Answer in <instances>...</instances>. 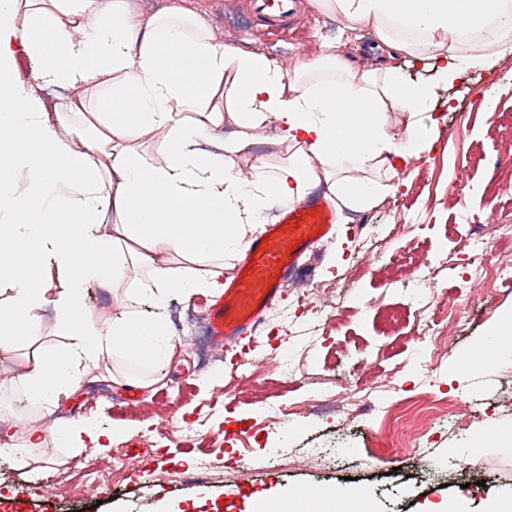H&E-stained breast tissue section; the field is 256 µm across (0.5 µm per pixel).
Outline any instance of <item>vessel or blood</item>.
<instances>
[{"instance_id":"obj_1","label":"vessel or blood","mask_w":512,"mask_h":512,"mask_svg":"<svg viewBox=\"0 0 512 512\" xmlns=\"http://www.w3.org/2000/svg\"><path fill=\"white\" fill-rule=\"evenodd\" d=\"M253 15L276 28L293 15L295 0H250ZM336 223L333 203L310 195L284 206L276 223L262 237L248 240L233 278L224 284L223 296L210 307V333L220 341L249 334L256 317L268 310L300 257L317 238L332 233Z\"/></svg>"}]
</instances>
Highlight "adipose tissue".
I'll use <instances>...</instances> for the list:
<instances>
[{
	"label": "adipose tissue",
	"mask_w": 512,
	"mask_h": 512,
	"mask_svg": "<svg viewBox=\"0 0 512 512\" xmlns=\"http://www.w3.org/2000/svg\"><path fill=\"white\" fill-rule=\"evenodd\" d=\"M317 4L349 24H376L388 49L447 83L499 53L497 41L474 44L467 33L512 16V0ZM19 49L29 67L23 82ZM304 73L311 81L303 85L266 56L215 43L203 20L178 8L144 16L127 0H0V126L24 136L0 163V250L30 249L22 264L0 269V325L13 329L0 337V355L15 337L36 334L49 308L69 339L18 375L31 404H56L117 357L146 366L149 376L130 383L151 387L173 355L162 319L101 325L87 316L92 285L109 287L133 264L143 278L125 294L132 304L146 297L162 307L218 291L217 277L189 275L186 265L239 252L268 198L298 199L324 183L345 206L367 210L382 187L335 178L338 164L383 169L390 157L430 150V84L405 81L384 62L364 69L334 55ZM387 100L402 116V135L390 131ZM228 116L238 128L229 141L218 134ZM272 117L283 125L278 142L289 162L272 184H243L235 158ZM159 129L167 132L161 161L123 149L127 138ZM33 212L39 221H30ZM111 213V230L97 233ZM161 253L180 256L182 266H155Z\"/></svg>",
	"instance_id": "obj_1"
}]
</instances>
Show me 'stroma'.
Listing matches in <instances>:
<instances>
[{
    "mask_svg": "<svg viewBox=\"0 0 512 512\" xmlns=\"http://www.w3.org/2000/svg\"><path fill=\"white\" fill-rule=\"evenodd\" d=\"M137 13L152 14L178 6L204 19L212 38L226 46L266 56L288 75L322 56L340 52L364 67L378 65L382 51L374 26L349 27L322 11L315 0H300L294 17L272 29L252 17L248 0H129ZM493 110H486V102ZM430 118L431 150L395 162V175L367 167L340 164L341 177L384 185L382 200L360 212L337 207L336 233L306 252L296 285L328 289L331 305L299 309L283 292L272 322L259 323L244 340L256 373L243 379L230 398L218 391L234 366L235 353L209 334L213 295L198 293L157 308L142 299L133 310L145 320L164 319L176 351L163 368L162 380L138 390L128 405V387L117 379L134 371L129 361L111 362L108 376L91 374L71 395L60 397L51 417L61 427L86 422L99 429L122 430L112 448H66L48 442L41 448H19L18 456L0 465V500L23 498L25 512H249L254 493L267 496L265 512H299L290 502L295 489L323 491L324 512H424L432 503L464 502L466 512H487L497 500L512 498V350L488 357L477 354L489 326L512 327V293L484 296L474 303L465 327L453 329L448 361L428 375L421 368L426 351L417 340L418 310L432 298H447L467 287L464 239L488 222L512 224V172L503 156L512 148V55L500 57L489 71L475 72L450 85L436 84ZM280 124L269 119L254 132L252 145L236 158L235 176L246 184L272 182L288 154L275 145ZM473 156L463 193L450 182L462 156ZM396 224L397 234L384 240L371 273L348 287L346 279L366 242L354 235V224ZM429 256L452 258L457 276L440 272L429 289L414 288L405 277L411 262ZM141 271L128 269L114 290L91 286L85 302L98 322L120 317L119 300L139 281ZM68 339L58 330L53 311H46L37 336L21 340L9 358H0V374L32 362L34 353L64 348ZM288 352L298 374L288 377L277 366L279 352ZM370 381L396 379L405 395L427 392L454 397L462 406L463 425L449 432L446 418L434 419L432 443L421 459L407 449L388 447L375 416L354 419L347 409L316 410L314 389L336 392L352 374ZM164 401L191 437H165L153 411ZM301 409L288 432L256 418L260 406ZM287 446L288 461L269 463V456ZM120 448L130 460L119 483L98 496L62 499L33 489L31 475L55 481L59 466L80 470L88 461L111 459ZM468 460L485 472L484 487L468 484V475L448 478L449 456ZM210 459V479L171 481L173 471L192 472ZM152 486H145L143 471ZM354 490L351 498L331 499L326 490Z\"/></svg>",
    "mask_w": 512,
    "mask_h": 512,
    "instance_id": "1",
    "label": "stroma"
}]
</instances>
